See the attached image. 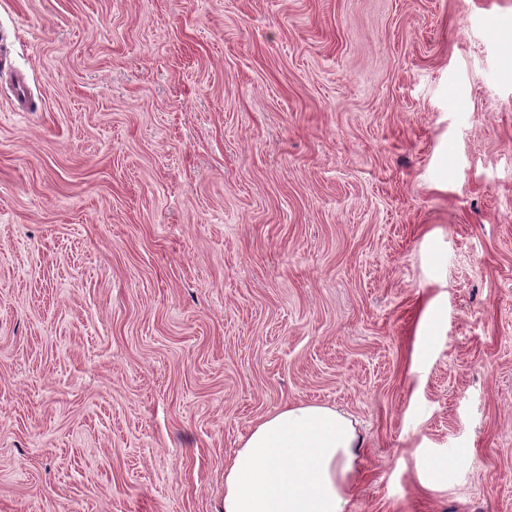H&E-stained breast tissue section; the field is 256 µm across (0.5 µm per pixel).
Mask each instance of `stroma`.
<instances>
[{
    "label": "stroma",
    "mask_w": 512,
    "mask_h": 512,
    "mask_svg": "<svg viewBox=\"0 0 512 512\" xmlns=\"http://www.w3.org/2000/svg\"><path fill=\"white\" fill-rule=\"evenodd\" d=\"M298 402L512 512V0H0V512H221Z\"/></svg>",
    "instance_id": "obj_1"
}]
</instances>
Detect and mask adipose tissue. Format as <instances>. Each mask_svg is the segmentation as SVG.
<instances>
[{
	"label": "adipose tissue",
	"mask_w": 512,
	"mask_h": 512,
	"mask_svg": "<svg viewBox=\"0 0 512 512\" xmlns=\"http://www.w3.org/2000/svg\"><path fill=\"white\" fill-rule=\"evenodd\" d=\"M361 448L357 429L335 408L283 406L234 450L222 512H346Z\"/></svg>",
	"instance_id": "ef3b65f1"
}]
</instances>
